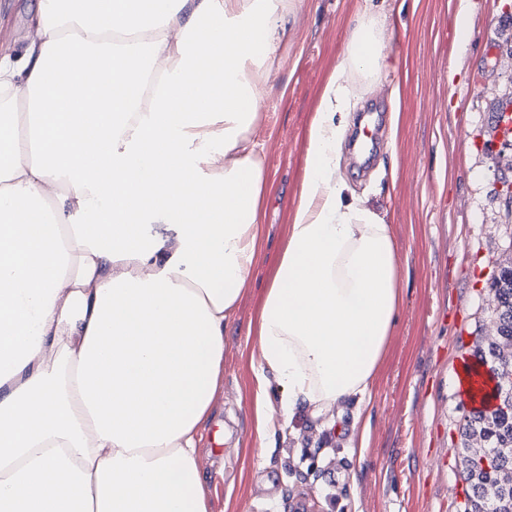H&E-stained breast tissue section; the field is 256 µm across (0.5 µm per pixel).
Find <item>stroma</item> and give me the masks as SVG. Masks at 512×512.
Masks as SVG:
<instances>
[{"instance_id":"stroma-1","label":"stroma","mask_w":512,"mask_h":512,"mask_svg":"<svg viewBox=\"0 0 512 512\" xmlns=\"http://www.w3.org/2000/svg\"><path fill=\"white\" fill-rule=\"evenodd\" d=\"M363 0H304L252 132L268 179L261 257L224 338V387L201 426L198 457L210 512H458L455 447L470 408L456 364L495 332L489 279L512 241L495 187L512 148L490 145L499 100L512 95V0H389L392 66L375 86L353 80L354 116L380 115L368 164L343 151L357 195L389 224L401 258L402 301L372 384L365 445L326 438L296 414L272 448L256 435L257 318L291 222L312 115ZM37 0H0V55L18 56ZM466 13L470 29L456 30Z\"/></svg>"}]
</instances>
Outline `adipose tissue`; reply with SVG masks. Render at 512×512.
Wrapping results in <instances>:
<instances>
[{"mask_svg":"<svg viewBox=\"0 0 512 512\" xmlns=\"http://www.w3.org/2000/svg\"><path fill=\"white\" fill-rule=\"evenodd\" d=\"M300 0H39L0 60V512H209L199 430L261 249L251 128ZM364 8L311 119L249 328L260 441L361 421L397 322L389 225L342 173L350 78L389 69Z\"/></svg>","mask_w":512,"mask_h":512,"instance_id":"obj_1","label":"adipose tissue"}]
</instances>
